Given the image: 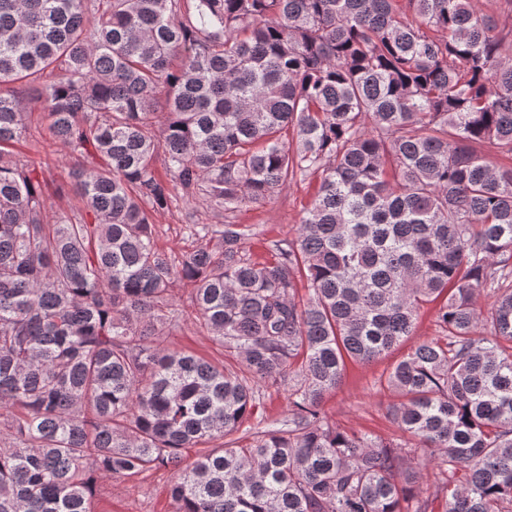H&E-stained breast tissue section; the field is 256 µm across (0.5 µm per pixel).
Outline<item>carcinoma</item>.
<instances>
[{"label":"carcinoma","mask_w":512,"mask_h":512,"mask_svg":"<svg viewBox=\"0 0 512 512\" xmlns=\"http://www.w3.org/2000/svg\"><path fill=\"white\" fill-rule=\"evenodd\" d=\"M24 87L81 159L82 207L52 219L48 163L8 151ZM496 157L512 29L475 0H0V512H93L99 481L150 466L177 475L173 512H427L418 448L447 474L443 512H512ZM290 180L317 191L255 261L235 212ZM176 191L224 216L187 225L179 256L152 222ZM174 288L239 365L157 344ZM436 301L438 336L384 380L410 439L330 424L346 359L388 355ZM281 386L288 427L232 438Z\"/></svg>","instance_id":"1"}]
</instances>
